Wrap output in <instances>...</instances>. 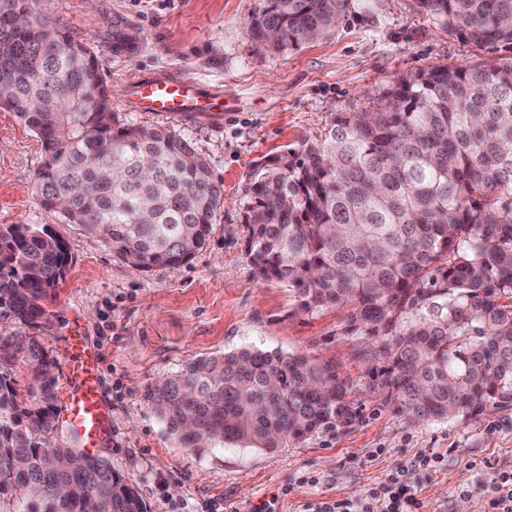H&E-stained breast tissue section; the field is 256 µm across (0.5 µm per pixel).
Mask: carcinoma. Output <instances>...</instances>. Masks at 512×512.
Wrapping results in <instances>:
<instances>
[{"label": "carcinoma", "mask_w": 512, "mask_h": 512, "mask_svg": "<svg viewBox=\"0 0 512 512\" xmlns=\"http://www.w3.org/2000/svg\"><path fill=\"white\" fill-rule=\"evenodd\" d=\"M45 0H0V102L37 135L36 191L64 223L104 239L139 271L190 263L224 204L223 183L183 137L118 123L86 44L48 24ZM434 24L490 53L512 51V0H418ZM348 0H259L248 34L285 52L332 33ZM246 251L301 307L349 308L348 330L388 362L380 388L412 421L512 404V64L436 66L399 78L377 105L341 112L319 143L258 163L244 201ZM47 226L0 225V314L45 315L71 255ZM27 393L0 362V491L18 512H146L104 457L77 468L53 438L55 381L44 349H20ZM332 368L256 348L200 357L150 386L181 448L275 450L348 415Z\"/></svg>", "instance_id": "1"}]
</instances>
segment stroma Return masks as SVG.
<instances>
[{
  "label": "stroma",
  "mask_w": 512,
  "mask_h": 512,
  "mask_svg": "<svg viewBox=\"0 0 512 512\" xmlns=\"http://www.w3.org/2000/svg\"><path fill=\"white\" fill-rule=\"evenodd\" d=\"M258 0H47L52 23L96 55L120 119L187 139L224 184V205L206 248L192 263L141 272L108 244L42 208L36 134L0 108V225L45 224L73 263L44 308L22 324L0 315V345L34 341L65 380L67 338L80 327L99 358L114 433L99 453L138 490L148 512H303L321 500L355 501L416 454L445 453L418 488L420 512H478L491 461L512 470V405L465 418L414 422L379 389L384 363L350 333L348 311H304L288 284L257 276L245 251L243 202L264 157L320 141L336 114L369 110L393 82L438 65L465 68L512 61L436 26L416 0H349L335 33L288 53L257 45L247 32ZM133 48L114 51L117 39ZM175 73L223 90L233 112L223 123L173 121L129 111L135 78ZM254 347L306 358L346 379L349 417L273 452L224 445L200 452L177 445L145 393L192 360Z\"/></svg>",
  "instance_id": "stroma-1"
}]
</instances>
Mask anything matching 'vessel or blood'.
I'll return each instance as SVG.
<instances>
[{"mask_svg":"<svg viewBox=\"0 0 512 512\" xmlns=\"http://www.w3.org/2000/svg\"><path fill=\"white\" fill-rule=\"evenodd\" d=\"M126 107L133 112H152L173 120L188 117L219 118L227 110L224 93L170 73L142 76L129 86ZM67 384L63 391L66 421L85 448L100 447L112 434V419L100 393L97 358L80 333L68 341Z\"/></svg>","mask_w":512,"mask_h":512,"instance_id":"b4317fda","label":"vessel or blood"}]
</instances>
